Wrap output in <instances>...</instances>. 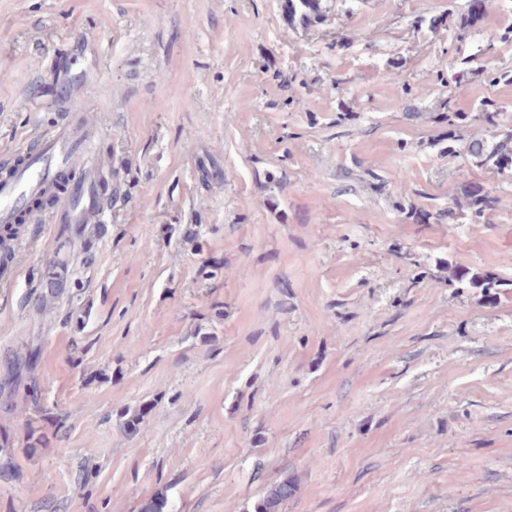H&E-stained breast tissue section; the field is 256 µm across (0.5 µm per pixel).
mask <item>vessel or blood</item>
<instances>
[{
	"mask_svg": "<svg viewBox=\"0 0 512 512\" xmlns=\"http://www.w3.org/2000/svg\"><path fill=\"white\" fill-rule=\"evenodd\" d=\"M95 135L87 122L74 119L69 106H62L54 128L35 145H22L0 158V224L14 223L29 201L43 194H55L58 204L49 221L68 224L102 222L112 210V199L100 183L88 181L76 189L56 192L55 180L65 171L90 168Z\"/></svg>",
	"mask_w": 512,
	"mask_h": 512,
	"instance_id": "obj_1",
	"label": "vessel or blood"
}]
</instances>
